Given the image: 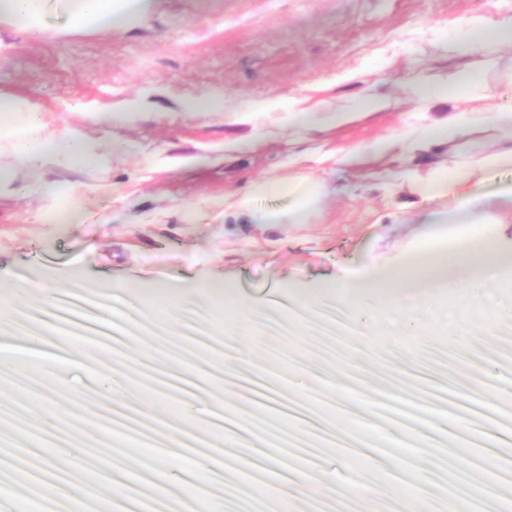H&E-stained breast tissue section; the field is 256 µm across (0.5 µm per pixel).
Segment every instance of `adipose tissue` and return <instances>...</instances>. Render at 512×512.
<instances>
[{
    "label": "adipose tissue",
    "mask_w": 512,
    "mask_h": 512,
    "mask_svg": "<svg viewBox=\"0 0 512 512\" xmlns=\"http://www.w3.org/2000/svg\"><path fill=\"white\" fill-rule=\"evenodd\" d=\"M150 3L151 0H0V22L37 37L45 31L49 17L55 15L70 30L108 32L113 25L143 14ZM511 44V22L489 26L472 21L457 29L450 41L451 48L461 54ZM2 143L10 144L20 162L31 167L61 161L75 167L98 166L105 160L99 147L77 131L51 128L30 100L0 92ZM440 144L466 148L491 167L512 164V110L455 109L447 119L422 125L410 146L426 149ZM468 181V171L454 162L424 184L419 193L425 200L444 195L455 198L458 209L474 225L475 234L449 246L423 250L388 275L367 272L364 286L369 295L388 306L397 303V291L401 288L416 289L420 301L429 288L452 297L463 296L482 283L484 270L504 266L512 270V257L500 253L487 234L488 228L500 223L502 211L512 210V191L479 195L468 190ZM328 193L329 187L323 182L268 179L254 183L235 200L234 206L256 224H300ZM274 195L288 196L291 204L287 210L266 213L255 208L256 197Z\"/></svg>",
    "instance_id": "1"
}]
</instances>
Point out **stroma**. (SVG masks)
<instances>
[{
	"mask_svg": "<svg viewBox=\"0 0 512 512\" xmlns=\"http://www.w3.org/2000/svg\"><path fill=\"white\" fill-rule=\"evenodd\" d=\"M474 18L510 21L512 0H154L111 34L65 31L52 18L41 40L0 23V90L29 98L48 121L77 128L111 156L104 168L35 172L0 153V168L15 172L0 190V294L34 318L43 307L20 282L68 286L55 304L63 335L35 343L7 328L0 356L38 352L60 376L64 405L91 388V369L114 352L115 375L136 396L157 356L155 378L169 398L200 409L196 424L175 426L187 442L178 454L124 449L128 481L107 477L104 488L133 490L157 512H197L194 489L213 502L231 487L260 493L267 512H337L348 495L330 477L344 469L339 456L300 450L314 435L345 447L349 436L267 373L311 389L324 379L349 385L327 365L330 351L357 365L356 379L390 392L420 342L464 353L468 364L452 373L431 356L408 398L425 396L470 420L492 436L487 451L512 464V277L476 289L474 323L462 335L440 323L447 297L393 317L366 306L367 342L334 302L337 283L399 265L422 245V219L452 204L422 200L418 185L449 159L469 160L444 145L407 151L415 127L457 105L413 101L408 79L480 72L476 96L512 106V46L489 55L448 46L449 32ZM212 95L222 96L220 109L183 112L184 102ZM362 96L387 106L338 128L321 125L324 113ZM296 111L311 119L299 133ZM386 135L397 143L392 153L337 166L338 153ZM300 174L331 188L305 223L256 224L226 204L254 182ZM51 184L75 192L53 196ZM221 281L224 291H208ZM268 408L303 423L298 452L271 444ZM245 414L251 431L218 456L222 432ZM257 439L264 453L253 448ZM31 466L0 471V512H26L34 501L58 512L59 497L26 481Z\"/></svg>",
	"mask_w": 512,
	"mask_h": 512,
	"instance_id": "obj_1",
	"label": "stroma"
}]
</instances>
